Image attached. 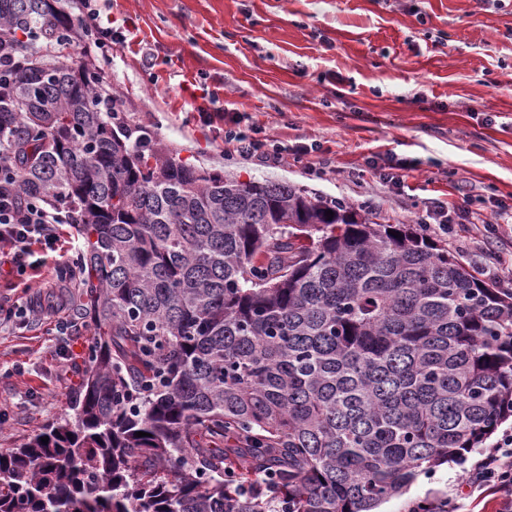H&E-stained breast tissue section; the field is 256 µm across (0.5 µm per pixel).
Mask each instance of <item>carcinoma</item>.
I'll list each match as a JSON object with an SVG mask.
<instances>
[{"label":"carcinoma","instance_id":"carcinoma-1","mask_svg":"<svg viewBox=\"0 0 512 512\" xmlns=\"http://www.w3.org/2000/svg\"><path fill=\"white\" fill-rule=\"evenodd\" d=\"M60 2L0 0L32 56L3 67L0 145L19 200L71 211L97 338L75 420L0 452V512H373L484 447L512 291L408 224L131 139L100 72L33 55L77 34Z\"/></svg>","mask_w":512,"mask_h":512}]
</instances>
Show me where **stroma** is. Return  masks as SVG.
<instances>
[{
    "label": "stroma",
    "instance_id": "35a3bbf8",
    "mask_svg": "<svg viewBox=\"0 0 512 512\" xmlns=\"http://www.w3.org/2000/svg\"><path fill=\"white\" fill-rule=\"evenodd\" d=\"M121 41L100 59L134 135L239 180L287 181L372 214L414 224L434 200L467 202L473 231L438 245L474 267L512 256V236L478 243L479 225L512 205V0H98ZM258 128L285 145L319 146L322 175L286 157L224 152V130ZM386 154L412 162L405 183L368 170ZM0 264V450L71 417L96 331L78 281L44 267L19 289ZM469 464L422 476L380 512H411L466 482Z\"/></svg>",
    "mask_w": 512,
    "mask_h": 512
}]
</instances>
